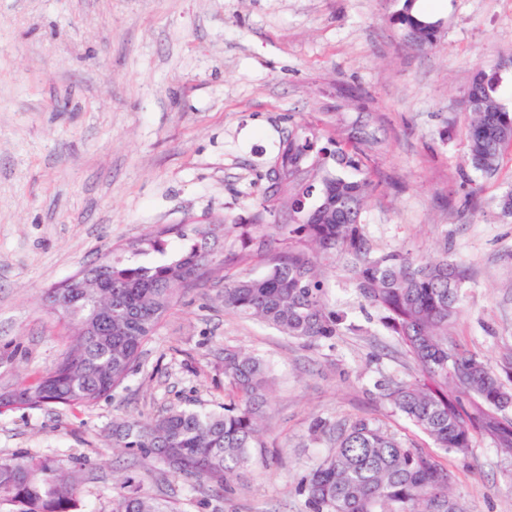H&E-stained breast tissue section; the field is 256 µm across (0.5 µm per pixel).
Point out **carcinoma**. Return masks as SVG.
Returning a JSON list of instances; mask_svg holds the SVG:
<instances>
[{"mask_svg":"<svg viewBox=\"0 0 512 512\" xmlns=\"http://www.w3.org/2000/svg\"><path fill=\"white\" fill-rule=\"evenodd\" d=\"M404 0L392 24L405 43L423 50L440 35L438 20ZM499 76L479 70L463 94L465 151L462 182L499 170L512 146V112L497 97ZM379 141L363 124L327 138L312 122H297L283 136L267 170L248 241L266 254L268 272L224 280V310L312 343L331 339L346 316L330 308L323 269L345 263L356 288L384 313L422 378L377 384L389 403L437 447L464 454L478 432L512 457V361L495 369L481 358L448 346L460 313L466 269L447 254L422 260L409 253L375 251L362 227L374 189L366 165ZM162 229L137 243L136 252L161 251ZM176 233L190 247L153 266L111 259L105 287L50 288L46 301L74 327L75 339L45 373L29 384L0 390V410L49 406L92 407L135 371L145 344L175 306L182 290L224 265L215 225L193 224ZM224 411L169 409L147 421L112 422L113 447L150 459L174 475L201 479L224 492L239 469L265 465L262 447L270 368L260 356L224 348ZM83 463L68 466L24 453L0 458V512H89L82 498ZM307 512H449L456 504L448 470L367 419L336 435L329 457L299 483ZM111 512H176L125 480Z\"/></svg>","mask_w":512,"mask_h":512,"instance_id":"cac0c4a2","label":"carcinoma"}]
</instances>
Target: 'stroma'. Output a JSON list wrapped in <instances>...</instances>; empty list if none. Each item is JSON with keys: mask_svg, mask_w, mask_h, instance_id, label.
Masks as SVG:
<instances>
[{"mask_svg": "<svg viewBox=\"0 0 512 512\" xmlns=\"http://www.w3.org/2000/svg\"><path fill=\"white\" fill-rule=\"evenodd\" d=\"M401 0H0V388L36 379L71 327L46 292L106 253L189 222L250 223L279 144L301 119L350 128L367 110L383 142L381 181L363 228L381 252L462 261L469 278L449 331L491 364L512 354V150L469 198L459 168L463 92L476 69L500 71L512 109V0H428L435 47L407 48L391 18ZM360 107H342L346 91ZM227 263L183 291L122 385L90 408L0 414V457L85 462L90 512H109L127 478L179 512H306L297 487L332 451L337 429L365 418L432 455L464 512H512V458L475 436L467 453L435 446L377 390L419 372L341 268L325 271L349 328L306 343L225 312V277L266 273L239 232ZM269 360L265 467L219 496L203 481L149 471L112 445V421L167 409L220 410L224 349ZM327 424L313 435L314 419Z\"/></svg>", "mask_w": 512, "mask_h": 512, "instance_id": "obj_1", "label": "stroma"}]
</instances>
